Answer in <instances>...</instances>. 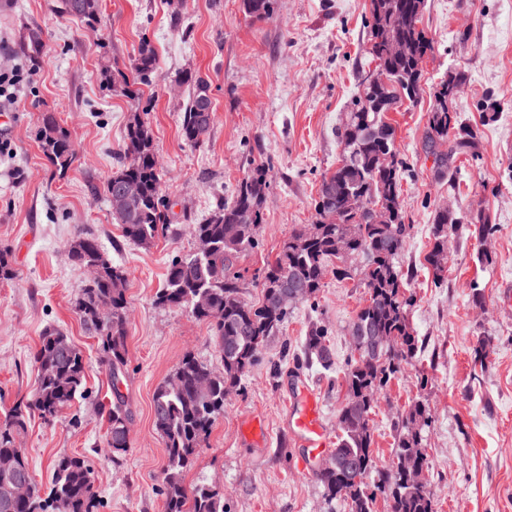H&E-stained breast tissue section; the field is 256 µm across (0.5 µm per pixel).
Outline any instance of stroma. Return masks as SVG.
I'll return each instance as SVG.
<instances>
[{"instance_id":"1","label":"stroma","mask_w":512,"mask_h":512,"mask_svg":"<svg viewBox=\"0 0 512 512\" xmlns=\"http://www.w3.org/2000/svg\"><path fill=\"white\" fill-rule=\"evenodd\" d=\"M56 0H0V63L25 65L20 33L43 31L47 52L15 102H0V249L12 254L15 277L0 281V420L36 388L33 354L47 326L81 350L88 394L52 424L33 417L21 436L34 483L50 487L53 463L85 455L94 462L98 512H164L165 445L153 426L152 397L185 353L217 370L221 360L208 323L184 308L157 306L169 264L193 251L190 225L231 198L250 170L264 165L268 187L255 249L236 262L243 299L262 300L267 260L295 230L314 223L324 173L342 157L338 137L370 61V0H276L257 20L241 0H101L97 32L59 16ZM422 28L434 49L424 62V92L391 112L404 163L401 200L410 234L399 258L411 276L408 310L418 338L415 360L380 392L371 416L378 482L395 455V424L414 402L432 419L426 429L427 489L434 512H512V0H426ZM128 67L141 40H150L158 68L139 99L106 88L97 38ZM468 80L449 106L477 134L478 155L457 159L454 181L438 178L424 149L436 85L449 72ZM211 82L214 120L203 147L181 137L189 88L182 72ZM493 94L499 112L483 109ZM66 127L78 157L64 177H51L34 138L43 113ZM150 127L163 193L177 236L147 248L127 242L103 191L120 168L118 153L133 113ZM450 206L462 224L448 235V269L435 282L426 262L435 210ZM485 211L495 231L479 242L466 219ZM98 238L126 272L127 366L111 383L100 346L81 325L74 305L88 281L69 248L77 233ZM491 259L482 262L480 253ZM482 304H474L473 291ZM367 297L361 277L327 275L314 300L298 304L282 330L268 337L257 363L224 402L186 489L200 484L224 496L225 512H348L328 502L316 465L289 429L290 409L303 389L322 402L329 439L345 401L342 367L353 352L349 329ZM328 330L334 364L306 363L311 325ZM489 342L485 363L473 350ZM121 393L130 411L128 448L113 459L100 403ZM258 418L264 435L244 425Z\"/></svg>"}]
</instances>
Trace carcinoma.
Here are the masks:
<instances>
[{
    "label": "carcinoma",
    "instance_id": "1",
    "mask_svg": "<svg viewBox=\"0 0 512 512\" xmlns=\"http://www.w3.org/2000/svg\"><path fill=\"white\" fill-rule=\"evenodd\" d=\"M242 6L246 14L260 20L273 12L274 0H242ZM425 6L426 0H371V55L377 68L385 72L387 82L378 88L365 86L359 93L342 133L343 162L321 180L315 204L318 218L285 239L275 258L267 263L261 305L255 307L242 298V275L234 270V261L257 245L267 185L263 165L253 167L233 198L218 202L204 223L190 225L192 236L206 239L209 250L171 261L167 284L156 294L155 303L187 308L195 318L207 322L222 369L213 371L188 353L154 391V428L166 449L164 512H224L219 491L202 484L189 492L182 477L193 466L216 419L224 413L225 397L239 387L260 346L286 319L289 308L279 301L282 287L297 284L302 290L299 301H309L322 288L327 272L352 278L358 259L365 261L362 275L368 297L350 327L356 347L344 370L346 398L338 415L339 434L333 450L336 465L331 471L318 472L317 480L325 497L346 501L349 512H373L376 493L386 491L392 498V512H433L425 484H415L409 477L414 470L428 468L423 430L431 421L420 401L397 423L400 432L389 474L372 491L366 482L375 468L370 422L376 395L418 351L407 316L409 276L397 265L408 225L400 196L401 162L395 128L388 114L402 100H415L421 90L423 62L433 49L432 40L419 28ZM56 12L76 17L89 31L98 32L99 0H57ZM392 40L406 45L405 55L389 53ZM18 48L31 63H38L46 52L41 29H27ZM156 68L155 49L144 40L129 72L108 59L102 64L101 75L108 87L118 86L127 96L137 98L141 87L150 85ZM465 79V73L452 72L433 93L424 147L434 156L439 177L453 175L451 165L458 157H477L474 133L448 112V85ZM181 82L192 86L182 115L181 136L187 144L200 148L213 120L210 84L199 72L185 73ZM36 139L51 173L64 175L77 158V147L53 113L42 116ZM123 156L121 169L106 180L104 192L108 195L127 181L136 185L137 192L127 209L114 216L127 241L148 247L173 226L169 201L162 194L153 138L137 113L128 123ZM357 199L385 205L392 212L391 223H374L368 212L354 207ZM457 224L456 215L446 210L436 212L433 245L426 261L439 279L448 232ZM469 224L479 240L492 230L488 215L482 211L472 214ZM69 255L82 267L96 268L97 275L77 298L75 310L86 329L97 336L102 364L115 387L127 364L126 276L88 233L76 235ZM304 355L325 366L331 364L327 330L320 326L310 329ZM34 362L38 372L34 393L30 399L16 402L0 424V512H96L99 502L92 491L94 469L85 456L62 457L55 462L54 486L47 496L36 488L25 500L3 502L13 477L30 473L21 448L27 419L36 414L48 424L55 422L84 385L80 350L54 327L43 331ZM106 418V444L114 453L126 451L129 414L121 395L110 404Z\"/></svg>",
    "mask_w": 512,
    "mask_h": 512
}]
</instances>
